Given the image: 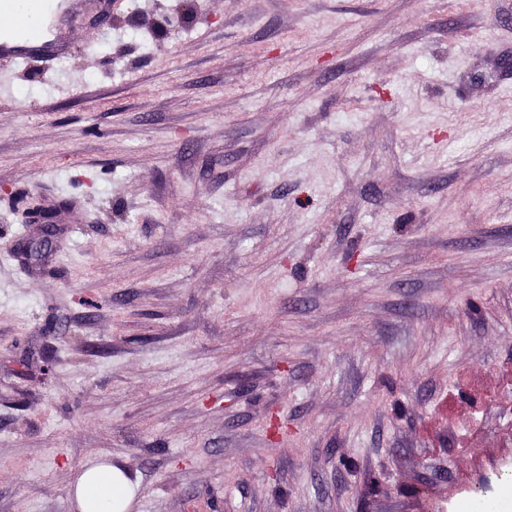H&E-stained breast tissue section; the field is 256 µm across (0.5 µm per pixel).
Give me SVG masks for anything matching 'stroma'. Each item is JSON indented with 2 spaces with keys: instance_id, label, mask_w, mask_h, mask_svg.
<instances>
[{
  "instance_id": "1",
  "label": "stroma",
  "mask_w": 512,
  "mask_h": 512,
  "mask_svg": "<svg viewBox=\"0 0 512 512\" xmlns=\"http://www.w3.org/2000/svg\"><path fill=\"white\" fill-rule=\"evenodd\" d=\"M43 32L0 56V512L101 459L134 512H512V0Z\"/></svg>"
}]
</instances>
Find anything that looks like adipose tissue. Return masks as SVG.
I'll list each match as a JSON object with an SVG mask.
<instances>
[{
  "instance_id": "ef3b65f1",
  "label": "adipose tissue",
  "mask_w": 512,
  "mask_h": 512,
  "mask_svg": "<svg viewBox=\"0 0 512 512\" xmlns=\"http://www.w3.org/2000/svg\"><path fill=\"white\" fill-rule=\"evenodd\" d=\"M137 495V483L106 461L81 470L68 491L73 512H128Z\"/></svg>"
}]
</instances>
